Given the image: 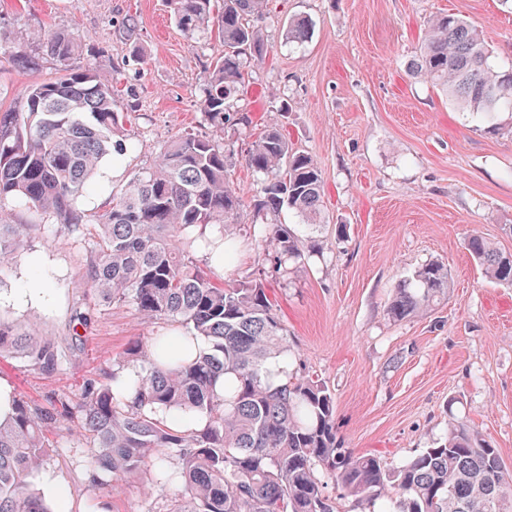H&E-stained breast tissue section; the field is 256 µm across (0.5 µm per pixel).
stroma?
Returning <instances> with one entry per match:
<instances>
[{"instance_id": "1", "label": "stroma", "mask_w": 512, "mask_h": 512, "mask_svg": "<svg viewBox=\"0 0 512 512\" xmlns=\"http://www.w3.org/2000/svg\"><path fill=\"white\" fill-rule=\"evenodd\" d=\"M454 13L481 30L496 61L512 65V0H270L262 22L270 51L251 65L240 124L226 128L230 179L244 201L260 180L243 159V139L272 118L275 97L288 101L280 121L293 147L316 161L324 186L323 253L268 281L288 329L290 370L306 367L336 398L344 447L383 453L398 465L448 429L449 413L467 417L512 470V287L488 282L464 248L477 230L512 252V134L491 133L485 118L460 110L445 91L412 75L429 17ZM307 17L313 34L286 42L288 19ZM134 18L135 40L123 23ZM81 38V66L117 77L129 95L119 106L136 116L124 155L107 156L78 200L85 223H97L115 189L152 165L161 146L184 131L210 127L199 106L205 69L222 47L176 26L167 0H0V44L36 49L47 31ZM140 45L142 60L131 57ZM346 225L337 237V225ZM230 266L194 248L196 264L219 284L251 278L265 266L266 242L250 212L230 227ZM87 241L60 226L22 238L0 266V318L43 336L68 335L76 312L89 316L66 370L47 377L27 360L0 359V383L28 400L78 392L82 380L122 368L137 374L133 344L176 336L177 324L150 320L132 305L95 296L83 276ZM442 261L448 295L434 310L391 319L392 289L418 267ZM43 296L20 301L23 289ZM53 453L29 481L63 486V512H162L170 492L153 461L138 479L111 493L81 478L85 440L75 424L48 435Z\"/></svg>"}]
</instances>
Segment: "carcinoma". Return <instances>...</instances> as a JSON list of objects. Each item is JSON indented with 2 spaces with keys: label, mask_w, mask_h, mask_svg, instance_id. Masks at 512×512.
I'll use <instances>...</instances> for the list:
<instances>
[{
  "label": "carcinoma",
  "mask_w": 512,
  "mask_h": 512,
  "mask_svg": "<svg viewBox=\"0 0 512 512\" xmlns=\"http://www.w3.org/2000/svg\"><path fill=\"white\" fill-rule=\"evenodd\" d=\"M167 3L188 37L210 31L224 46L207 70L200 100L215 132L167 141L154 163L112 196L99 223H83L77 198L107 155L127 150L117 133L130 115L116 109L114 78L74 66L80 38L47 32L39 36L41 53L55 61L56 75L27 85L0 110V206L20 199L91 242L85 277L103 300L177 322L209 349L187 357L175 337L159 335L145 355L148 367L122 387H111L104 372L46 406L13 395L10 412L0 415V512H52L29 476L50 454L46 432L61 421L82 430L90 448L83 475L96 489L112 488L105 473L134 479L159 456L175 459L167 480L176 488L164 512H335L325 494L329 480L361 506L393 503L379 512H512V471L497 448L452 413L445 437L399 466L344 447L328 385L308 371L288 372V331L263 280L217 284L180 247L187 230L222 228L244 211L229 183L222 134L236 125L250 64L267 56L262 20L269 0ZM312 27L306 17L291 19L285 37L303 43ZM0 58L21 69L39 66V57L20 45L1 48ZM410 70L462 109L487 117L492 130L504 129L498 118L512 112V68L492 60L482 33L467 20L432 17ZM244 160L263 176L250 203L252 223L270 224L266 262L280 278L305 253L320 250L321 173L275 122L248 143ZM285 211L304 224L279 221ZM37 228L0 224V259ZM464 246L489 281L512 286V253L477 231ZM448 286L447 265L426 263L395 286L387 314L397 321L422 314ZM5 353L46 376L65 360L56 338L0 320V357ZM221 378L222 394L216 391ZM174 414L193 415L203 426L180 430L168 422Z\"/></svg>",
  "instance_id": "cac0c4a2"
}]
</instances>
